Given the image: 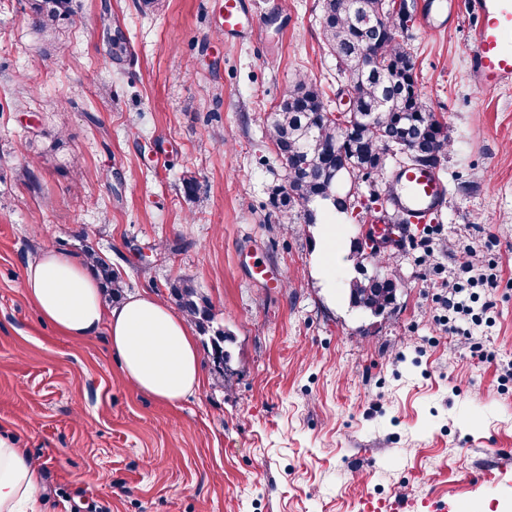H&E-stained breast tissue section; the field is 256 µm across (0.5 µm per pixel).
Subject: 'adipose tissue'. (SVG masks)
<instances>
[{"mask_svg":"<svg viewBox=\"0 0 512 512\" xmlns=\"http://www.w3.org/2000/svg\"><path fill=\"white\" fill-rule=\"evenodd\" d=\"M22 288L41 315L73 341L107 330L123 373L141 392L175 403L203 386L189 326L154 295L144 292L107 305L86 260L52 248L28 263ZM39 491V466L0 433V512H36Z\"/></svg>","mask_w":512,"mask_h":512,"instance_id":"1","label":"adipose tissue"}]
</instances>
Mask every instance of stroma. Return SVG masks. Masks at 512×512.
I'll return each mask as SVG.
<instances>
[{"label": "stroma", "mask_w": 512, "mask_h": 512, "mask_svg": "<svg viewBox=\"0 0 512 512\" xmlns=\"http://www.w3.org/2000/svg\"><path fill=\"white\" fill-rule=\"evenodd\" d=\"M418 0L410 23L428 107L445 117L447 201L436 260L494 235L512 279V88L479 90L466 57L471 18L443 29ZM51 41L28 0H0V430L41 466L39 512H412L438 504L512 512V296L471 359L430 312L435 274L413 251L381 249L367 271L397 283L381 314L354 308L350 242L371 190L330 221L269 204L280 185L266 115L299 78L335 104L323 0H246L244 34H224V0H76ZM123 33L112 55L103 16ZM197 180L185 195L184 177ZM120 273L124 295L169 299L192 281L232 337L205 383L176 403L139 391L106 333L76 343L43 321L20 283L44 249ZM341 255L324 284L323 248ZM267 282L254 280L255 264Z\"/></svg>", "instance_id": "1"}]
</instances>
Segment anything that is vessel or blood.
I'll return each mask as SVG.
<instances>
[{"label":"vessel or blood","mask_w":512,"mask_h":512,"mask_svg":"<svg viewBox=\"0 0 512 512\" xmlns=\"http://www.w3.org/2000/svg\"><path fill=\"white\" fill-rule=\"evenodd\" d=\"M472 17L468 59L473 80L483 91L512 85V0H465ZM447 185L434 170L398 169L387 187L390 213L407 216L412 223L428 224L442 210Z\"/></svg>","instance_id":"b4317fda"}]
</instances>
